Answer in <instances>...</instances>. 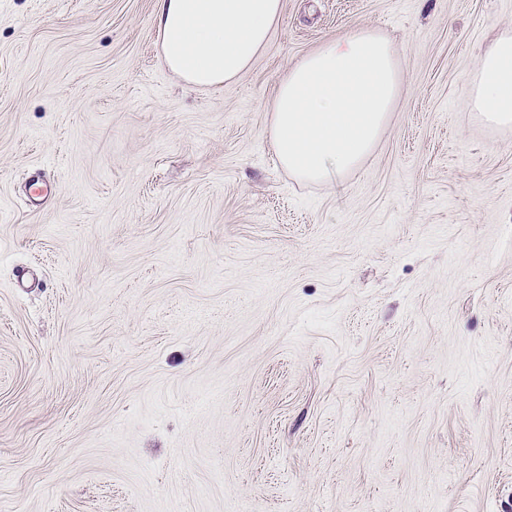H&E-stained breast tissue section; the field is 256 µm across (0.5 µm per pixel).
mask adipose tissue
<instances>
[{"instance_id":"1","label":"adipose tissue","mask_w":512,"mask_h":512,"mask_svg":"<svg viewBox=\"0 0 512 512\" xmlns=\"http://www.w3.org/2000/svg\"><path fill=\"white\" fill-rule=\"evenodd\" d=\"M282 0H157L166 65L197 87L240 76L265 46ZM402 93L388 40L371 31L332 40L293 64L273 100L271 141L297 179L332 185L379 140ZM488 123L512 126V31L499 32L462 99Z\"/></svg>"}]
</instances>
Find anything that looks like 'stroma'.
Wrapping results in <instances>:
<instances>
[{"label":"stroma","mask_w":512,"mask_h":512,"mask_svg":"<svg viewBox=\"0 0 512 512\" xmlns=\"http://www.w3.org/2000/svg\"><path fill=\"white\" fill-rule=\"evenodd\" d=\"M282 3L200 89L156 0H0V512H512V0ZM359 30L404 91L297 180L275 88ZM462 104L488 123L512 126V31H499L469 79Z\"/></svg>","instance_id":"stroma-1"}]
</instances>
